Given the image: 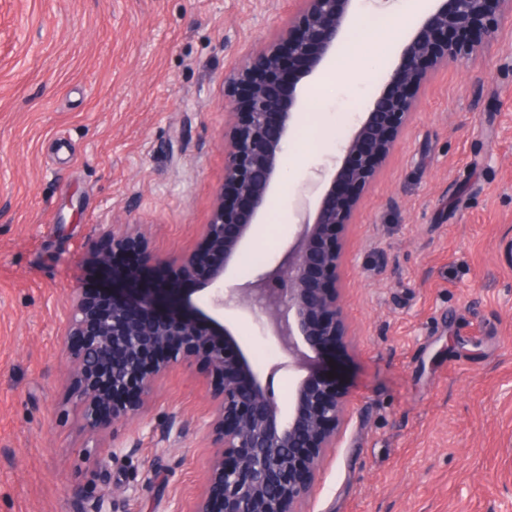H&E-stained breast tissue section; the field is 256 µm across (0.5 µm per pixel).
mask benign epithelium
Returning <instances> with one entry per match:
<instances>
[{
    "instance_id": "7a95c632",
    "label": "benign epithelium",
    "mask_w": 512,
    "mask_h": 512,
    "mask_svg": "<svg viewBox=\"0 0 512 512\" xmlns=\"http://www.w3.org/2000/svg\"><path fill=\"white\" fill-rule=\"evenodd\" d=\"M296 12L266 48L225 77L226 95L244 97V111L224 136V186L217 194L203 244L174 257L181 279L207 269L209 303L264 317L266 335L282 361L260 376L223 323L184 299L178 283L146 281L140 269H112V306H91L76 291L60 333L65 376L85 426L107 433L140 414L171 362L204 360L221 389L196 433L214 449L207 488L188 512H302L324 449L336 447V426L347 394L310 369L346 333L336 289V235L349 223L358 196L388 157L410 120L428 70L450 61L476 63L480 46L512 24V0H435L437 5L404 43L382 77V89L348 136L344 156L314 210L298 213L294 237L280 259L224 291V276L244 247L258 238L283 177V148L298 125L299 82L316 72L345 42L356 0H295ZM112 251L150 260L128 225H112ZM293 369L296 381L283 413L275 375ZM124 449L109 441L95 459L98 480L112 483L107 461Z\"/></svg>"
}]
</instances>
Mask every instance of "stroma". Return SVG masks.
Masks as SVG:
<instances>
[{
	"label": "stroma",
	"instance_id": "35a3bbf8",
	"mask_svg": "<svg viewBox=\"0 0 512 512\" xmlns=\"http://www.w3.org/2000/svg\"><path fill=\"white\" fill-rule=\"evenodd\" d=\"M292 0H0V512H76L99 496L96 441L61 378L59 318L74 290L111 287L107 224H132L173 280L224 182V76L263 48ZM406 0H358L354 35ZM382 66L303 79L318 136L296 143L274 200L275 263L381 86ZM347 334L324 360L350 398L303 512H512V26L475 64L424 85L411 122L339 240ZM257 369L280 361L260 315L224 310ZM218 386L178 360L140 421L113 428L126 494L112 512H173L201 493L205 450L156 439L206 416Z\"/></svg>",
	"mask_w": 512,
	"mask_h": 512
}]
</instances>
